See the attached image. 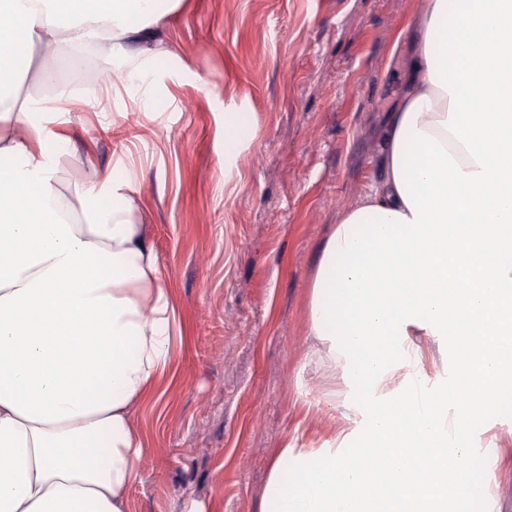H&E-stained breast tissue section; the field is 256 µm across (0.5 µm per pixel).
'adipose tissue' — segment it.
<instances>
[{"instance_id": "adipose-tissue-1", "label": "adipose tissue", "mask_w": 512, "mask_h": 512, "mask_svg": "<svg viewBox=\"0 0 512 512\" xmlns=\"http://www.w3.org/2000/svg\"><path fill=\"white\" fill-rule=\"evenodd\" d=\"M155 0H0V512H127L133 411L171 368L174 309L120 180L65 195L16 59L57 44L141 71L123 43ZM379 177L320 247L309 334L367 381L334 448L277 449L259 512H471L475 421L512 388V0H423ZM464 39L447 40V33ZM483 66H455L473 47ZM448 347L429 385L416 331ZM375 349L363 364L359 350Z\"/></svg>"}]
</instances>
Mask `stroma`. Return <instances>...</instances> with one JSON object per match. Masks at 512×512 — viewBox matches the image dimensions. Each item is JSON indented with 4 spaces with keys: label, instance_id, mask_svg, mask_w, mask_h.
Segmentation results:
<instances>
[{
    "label": "stroma",
    "instance_id": "obj_1",
    "mask_svg": "<svg viewBox=\"0 0 512 512\" xmlns=\"http://www.w3.org/2000/svg\"><path fill=\"white\" fill-rule=\"evenodd\" d=\"M422 0H159L125 42L149 59L138 92L117 66L55 48L69 97L24 75L47 130L71 139L65 193L126 178L176 313L170 373L134 412L144 442L129 512H258L277 448H322L359 384H329L308 334L319 247L375 184ZM97 95L98 105L81 101ZM487 490L512 512V405L478 423Z\"/></svg>",
    "mask_w": 512,
    "mask_h": 512
}]
</instances>
